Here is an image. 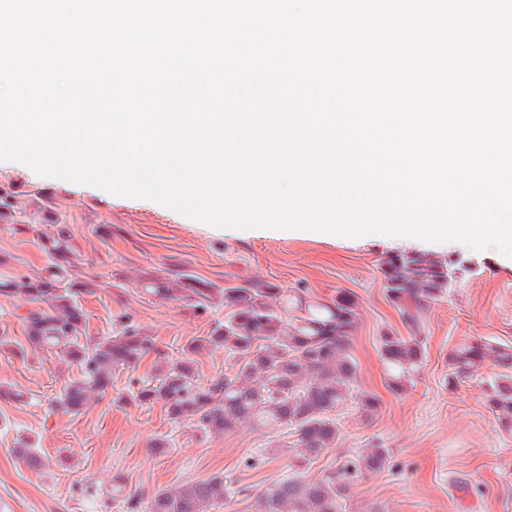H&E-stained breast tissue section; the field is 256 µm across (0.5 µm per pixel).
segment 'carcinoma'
I'll use <instances>...</instances> for the list:
<instances>
[{
    "label": "carcinoma",
    "instance_id": "carcinoma-1",
    "mask_svg": "<svg viewBox=\"0 0 512 512\" xmlns=\"http://www.w3.org/2000/svg\"><path fill=\"white\" fill-rule=\"evenodd\" d=\"M20 211L15 191L0 187V224L19 223ZM40 212L54 227L37 242L47 265L34 276L0 278L1 295L29 304L20 316L24 341L0 336V348L22 359L57 350L78 367L79 377L65 384L56 408L80 412L92 395L112 387L113 371L134 369L153 353L157 384L129 379L128 400L138 405L160 402L172 420L187 423L204 436H221L246 422L291 428L297 433L295 468L336 446V409L353 400L366 414L377 411V396L358 389V365L352 354L357 304L344 292L318 300L303 290L286 293L261 280L219 288L186 273L151 276L144 282L148 293L185 301L199 311L222 297L224 321L188 341L183 359L174 362L130 321L120 323L114 335L81 340L85 311L80 299L95 292L96 281L71 273L70 225L55 215L52 199H43ZM457 271V264L433 254L381 260L386 295L407 331L379 337V357L392 393L406 392L420 373L428 308L453 287ZM218 349L237 358L235 373L198 383L194 356ZM485 366L502 368L489 381L486 407L500 429L512 432V344L488 339L459 342L448 353V387ZM387 458L388 450L375 445L318 480L291 476L258 493L257 512H341L350 484L363 473L381 469ZM224 494V477L214 475L156 492L149 512H209Z\"/></svg>",
    "mask_w": 512,
    "mask_h": 512
}]
</instances>
